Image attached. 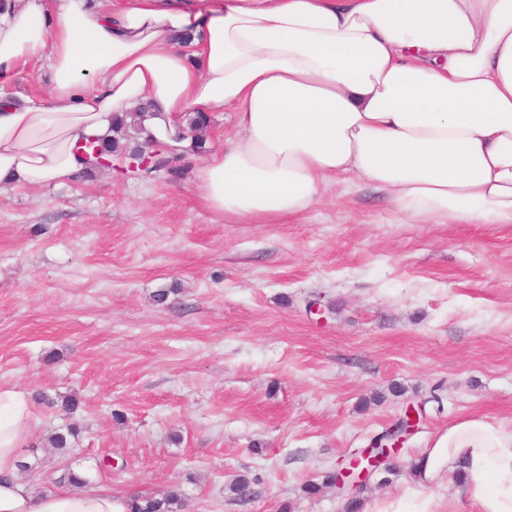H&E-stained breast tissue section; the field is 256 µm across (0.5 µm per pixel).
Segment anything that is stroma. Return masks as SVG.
<instances>
[{
    "label": "stroma",
    "mask_w": 512,
    "mask_h": 512,
    "mask_svg": "<svg viewBox=\"0 0 512 512\" xmlns=\"http://www.w3.org/2000/svg\"><path fill=\"white\" fill-rule=\"evenodd\" d=\"M47 94L38 67L0 82L1 97ZM202 162L0 188V386L32 404L33 492L68 465L119 495L180 485L181 512H346L324 474L412 406L365 512L427 495L470 512L456 481L412 487L411 464L461 417L512 425V225L407 223L368 184L245 224L202 203ZM71 423L62 456L48 439ZM246 472L241 499L228 486Z\"/></svg>",
    "instance_id": "1"
}]
</instances>
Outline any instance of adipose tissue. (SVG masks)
Returning <instances> with one entry per match:
<instances>
[{
	"mask_svg": "<svg viewBox=\"0 0 512 512\" xmlns=\"http://www.w3.org/2000/svg\"><path fill=\"white\" fill-rule=\"evenodd\" d=\"M45 63L49 96L0 106V186L79 179L84 136L143 109L196 155L190 113L236 115L194 174L212 212L268 224L340 178L436 224H512V0H6L0 78ZM28 395L0 387V512H129L107 485L33 494L18 475ZM512 512V427L472 415L412 469Z\"/></svg>",
	"mask_w": 512,
	"mask_h": 512,
	"instance_id": "ef3b65f1",
	"label": "adipose tissue"
}]
</instances>
